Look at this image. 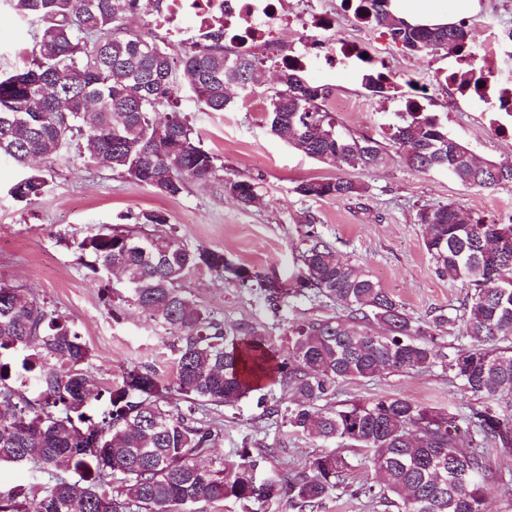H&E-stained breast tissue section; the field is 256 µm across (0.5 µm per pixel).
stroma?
Segmentation results:
<instances>
[{"label": "stroma", "instance_id": "1", "mask_svg": "<svg viewBox=\"0 0 512 512\" xmlns=\"http://www.w3.org/2000/svg\"><path fill=\"white\" fill-rule=\"evenodd\" d=\"M299 5L297 0H288L289 8ZM301 6L308 16L327 13L334 19L332 29L312 27L309 36L325 42H369L383 52L396 73L429 84L427 110L438 113L476 157L512 165V136L492 133V112L449 111L448 85L439 73L452 62V54L410 52L386 29L362 26L347 0H306ZM463 22L471 42L480 43L487 37L489 24L512 27V0H479L478 10ZM36 32L29 22L0 20V73L25 68L27 49ZM256 54L262 61L264 84L234 101L227 111L202 110L186 81H179L177 92L179 111L186 113L203 147L223 162L225 173L257 183L260 201L253 206H242L213 182H195L178 197H166L109 168L86 167L74 150L45 168L47 191L26 204L8 192L22 168L0 163V280L30 289L49 310L75 322L90 351L86 368L100 385L121 383L124 371L133 367L171 380L176 357L172 338L146 320L130 293L117 283L111 299H104L80 260L78 242L104 226L121 223L127 213L164 212L166 231L182 242L221 253L251 275L286 288L295 287L302 273L304 238L317 235L334 248L337 258L368 273L412 317L422 321L440 313L455 316L467 290L436 275L424 247L426 228L417 222L418 210L453 202L475 219L512 220V183L490 189L467 187L444 172L409 168L388 139V127L403 108L401 95H372L357 72L340 71L327 83L331 96L352 103L351 109L336 112L335 118L352 135L384 145L382 168L330 166L272 135L266 112L278 88V70L264 49H257ZM336 177L361 184L364 193L317 200L296 191L302 182ZM183 291L223 321L225 331L252 329L282 353L288 350L291 326L337 312L328 299L303 296L286 299L275 309L267 302L264 289L243 288L233 279L207 271L190 275ZM283 396L280 385L266 382L237 406L199 407L197 420L220 431L203 464L234 462L241 449L261 448L268 452L264 478L279 480L305 469L313 457L326 452V445L274 422L257 404L261 397L279 401ZM380 396L403 397L455 414L465 402L458 381L443 363L418 372L383 371L369 379L341 382L334 401L341 404ZM338 451L351 464L349 475L317 512H384L360 491L369 467L362 452L346 445ZM490 463L503 478L486 485V510L512 512V451L491 449Z\"/></svg>", "mask_w": 512, "mask_h": 512}]
</instances>
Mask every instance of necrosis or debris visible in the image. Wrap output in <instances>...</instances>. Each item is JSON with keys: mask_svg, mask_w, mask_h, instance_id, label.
<instances>
[{"mask_svg": "<svg viewBox=\"0 0 512 512\" xmlns=\"http://www.w3.org/2000/svg\"><path fill=\"white\" fill-rule=\"evenodd\" d=\"M188 12L198 18V32L223 24L225 39L232 41L237 53L244 56L253 55L256 48L263 46L275 51L277 65L292 63L305 70L318 54L330 69L350 68L359 72L372 69L386 81L394 79L387 63L365 44L332 42L316 46L306 37L308 23L305 15L289 13L284 0H166L160 22L173 35L183 36L181 21ZM288 27L301 36L303 48L291 55L277 54L280 34ZM506 57H512V29L498 33L479 51L464 48L444 73L454 89L448 100L449 108H457L463 103L482 111L493 105L512 118V78L498 76L499 64Z\"/></svg>", "mask_w": 512, "mask_h": 512, "instance_id": "4bbe7bcc", "label": "necrosis or debris"}]
</instances>
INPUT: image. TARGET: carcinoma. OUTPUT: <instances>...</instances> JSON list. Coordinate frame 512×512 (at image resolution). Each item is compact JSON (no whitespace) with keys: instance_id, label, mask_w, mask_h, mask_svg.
Segmentation results:
<instances>
[{"instance_id":"1","label":"carcinoma","mask_w":512,"mask_h":512,"mask_svg":"<svg viewBox=\"0 0 512 512\" xmlns=\"http://www.w3.org/2000/svg\"><path fill=\"white\" fill-rule=\"evenodd\" d=\"M20 20L41 25L28 51L29 67L0 74V159L20 166L52 161L71 147L85 149L87 166L105 164L121 176L176 197L188 185L215 181L243 206L257 203V184L224 175V165L201 144L185 115L157 117L175 102V72L189 79L196 102L224 112L229 88L258 84L260 61L224 49L217 26L197 42L170 44L125 25L146 9L144 0H6ZM371 22L388 29L406 48L421 53H458L468 44L462 24L422 27L391 23L388 0H365ZM271 96V133L319 162L376 169L385 161L371 138L336 128L324 103L328 89L290 65L279 70ZM390 140L406 165L420 172H448L470 187L512 183V165L478 164L448 134L438 115L413 104ZM47 180L31 168L9 189L18 202L42 196ZM297 192L314 199L359 195L365 187L348 178L310 180ZM128 224L84 237L77 248L101 281L116 269L123 287L149 319L173 338L177 356L172 381L158 382L138 368L122 384L104 390L84 364L89 349L73 321L47 317L37 297L0 282V466L30 463L50 476L38 495L23 488L0 495V512H204L234 498L263 503L283 495L299 509L314 508L346 480L350 463L328 452L281 480L256 481L266 456L244 450L238 461L217 468L198 465L219 432L198 424L196 407L236 406L273 374L294 397L286 406L258 404L293 432L323 443H343L368 455L362 492L396 512H485L483 484L502 478L484 448H512V417L469 408L462 417L402 397L330 404L338 383L388 371H421L438 363L434 336L451 323L440 314L427 322L370 275L337 259L315 236L305 239L304 267L290 290L266 286L270 305L311 291L347 312L298 325L288 352L277 354L265 339L243 328L227 333L182 291L184 280L206 269L229 274L248 287L251 274L224 255L192 248L156 227L160 211L128 215ZM417 221L428 227L424 246L435 273L468 289L461 337L469 347L448 353V372L463 394L477 400L512 391V224L465 220L455 203L424 206ZM34 381L28 397L13 380ZM171 395L186 409L167 406ZM108 409L92 413L95 402ZM471 433L470 447L457 444L458 420ZM70 469L67 477L57 474ZM117 487H112V483Z\"/></svg>"}]
</instances>
